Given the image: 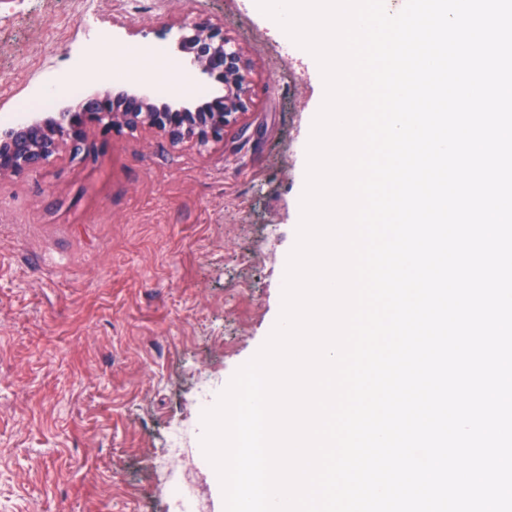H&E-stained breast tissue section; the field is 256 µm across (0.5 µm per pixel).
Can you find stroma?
<instances>
[{
  "mask_svg": "<svg viewBox=\"0 0 512 512\" xmlns=\"http://www.w3.org/2000/svg\"><path fill=\"white\" fill-rule=\"evenodd\" d=\"M89 8L137 52L222 24L252 105L204 148L91 131L87 161L0 178V512H166L153 468L175 429L224 512L199 399L280 316L324 82L252 0H0V122L79 67Z\"/></svg>",
  "mask_w": 512,
  "mask_h": 512,
  "instance_id": "1",
  "label": "stroma"
}]
</instances>
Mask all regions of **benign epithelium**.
Masks as SVG:
<instances>
[{"mask_svg": "<svg viewBox=\"0 0 512 512\" xmlns=\"http://www.w3.org/2000/svg\"><path fill=\"white\" fill-rule=\"evenodd\" d=\"M177 49L196 72L224 87V94L201 105L155 103L148 95L120 89L86 98L75 108L0 129V177L35 171L69 145L72 157L86 158V133L155 129L171 142L195 140L205 146L224 139V129L247 112L249 80L243 48L224 26L192 20L179 26Z\"/></svg>", "mask_w": 512, "mask_h": 512, "instance_id": "benign-epithelium-1", "label": "benign epithelium"}]
</instances>
